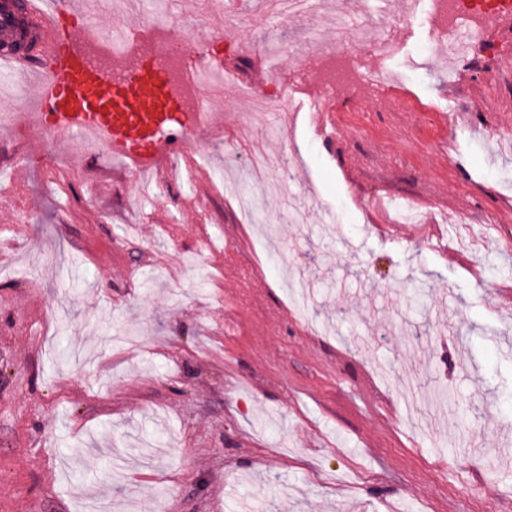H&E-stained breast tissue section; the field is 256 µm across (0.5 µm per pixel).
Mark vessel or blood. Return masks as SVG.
Segmentation results:
<instances>
[{"instance_id":"1","label":"vessel or blood","mask_w":512,"mask_h":512,"mask_svg":"<svg viewBox=\"0 0 512 512\" xmlns=\"http://www.w3.org/2000/svg\"><path fill=\"white\" fill-rule=\"evenodd\" d=\"M67 16L90 19V0H24L20 16L11 0H0V64L18 74L39 68L31 109L52 115L57 129L97 132L113 155L152 167L151 146L167 144L172 125L181 121L180 113L168 109L173 89L133 70L125 75V92L114 91L111 78L78 51L77 37L65 32ZM20 40L34 43L37 57L13 50Z\"/></svg>"}]
</instances>
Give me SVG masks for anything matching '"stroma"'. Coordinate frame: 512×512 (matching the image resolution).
Returning a JSON list of instances; mask_svg holds the SVG:
<instances>
[{"mask_svg":"<svg viewBox=\"0 0 512 512\" xmlns=\"http://www.w3.org/2000/svg\"><path fill=\"white\" fill-rule=\"evenodd\" d=\"M153 2L144 19L181 17L206 59L280 83L255 124L225 79L224 126L184 146L169 192L0 127V512H512V12L394 82L435 35L402 0H249L234 26L229 0ZM337 15L398 52L348 49L329 142L286 115L321 94L294 79ZM252 152L283 159L281 192ZM390 196L429 223L379 236Z\"/></svg>","mask_w":512,"mask_h":512,"instance_id":"stroma-1","label":"stroma"}]
</instances>
